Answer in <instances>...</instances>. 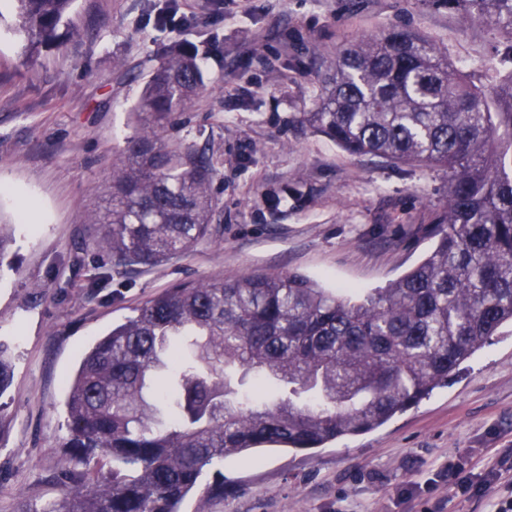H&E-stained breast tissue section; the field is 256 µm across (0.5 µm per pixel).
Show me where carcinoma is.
<instances>
[{
    "label": "carcinoma",
    "mask_w": 512,
    "mask_h": 512,
    "mask_svg": "<svg viewBox=\"0 0 512 512\" xmlns=\"http://www.w3.org/2000/svg\"><path fill=\"white\" fill-rule=\"evenodd\" d=\"M30 48L58 43L73 0H16ZM512 44V0H443ZM206 83L198 49L172 46L133 112L90 223L116 269L152 267L208 239L210 159L172 148L171 117ZM302 126L351 154L448 171L432 250L363 297L298 273L179 284L86 354L69 386L66 496L43 512H180L211 466L262 447L321 448L376 429L448 381L512 325V69L488 84L406 29L346 44ZM12 366L0 350V395ZM105 459L112 479L87 465Z\"/></svg>",
    "instance_id": "carcinoma-1"
}]
</instances>
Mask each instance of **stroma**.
<instances>
[{
  "label": "stroma",
  "instance_id": "1",
  "mask_svg": "<svg viewBox=\"0 0 512 512\" xmlns=\"http://www.w3.org/2000/svg\"><path fill=\"white\" fill-rule=\"evenodd\" d=\"M190 15L158 24L171 9ZM63 45L31 51L13 0H0V346L13 362L0 396V512L60 498L68 436L65 381L94 343L148 299L185 282L251 271L301 273L370 293L433 247L448 175L352 155L301 126L323 61L393 26L423 35L488 83L502 33L434 0H75ZM204 56L207 82L170 144L216 171L211 237L127 274L92 249L88 216L137 128L133 108L170 45ZM512 327L447 387L369 433L322 448L257 449L225 459L224 493L181 512H493L512 494ZM495 472L480 496L455 494L451 466Z\"/></svg>",
  "mask_w": 512,
  "mask_h": 512
}]
</instances>
